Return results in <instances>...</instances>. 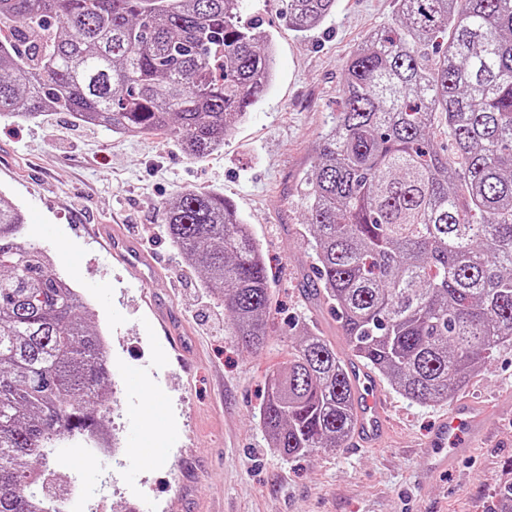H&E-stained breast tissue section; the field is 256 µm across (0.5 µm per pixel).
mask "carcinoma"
<instances>
[{
	"label": "carcinoma",
	"mask_w": 512,
	"mask_h": 512,
	"mask_svg": "<svg viewBox=\"0 0 512 512\" xmlns=\"http://www.w3.org/2000/svg\"><path fill=\"white\" fill-rule=\"evenodd\" d=\"M335 0H286L305 34ZM445 53L428 55L440 34ZM275 48L240 0H0V114L68 112L127 137L169 135L202 158L274 79ZM305 178L311 272L352 355L405 398L446 402L512 343V0H399L346 64L341 107ZM0 194V512L37 508L34 468L101 434L108 369L94 314L21 236ZM166 234L251 350L269 283L223 195L181 191ZM260 422L286 457L355 425L349 366L306 330L271 371Z\"/></svg>",
	"instance_id": "carcinoma-1"
}]
</instances>
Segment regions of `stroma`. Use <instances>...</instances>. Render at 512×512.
I'll list each match as a JSON object with an SVG mask.
<instances>
[{
	"label": "stroma",
	"mask_w": 512,
	"mask_h": 512,
	"mask_svg": "<svg viewBox=\"0 0 512 512\" xmlns=\"http://www.w3.org/2000/svg\"><path fill=\"white\" fill-rule=\"evenodd\" d=\"M241 9L272 34L276 75L223 149L207 157L152 135L88 128L66 112L33 121L0 116V193L24 212L23 237L48 250L55 272L91 301L94 323L109 338L116 401L104 408V424L122 447L140 429L142 447L160 451L136 469L128 456L82 446L69 461L76 480L57 478L52 490L80 494L71 512H94L103 494L109 512H492L498 489L512 483L511 414L489 424L484 446L455 472L427 483L417 479L421 443L448 405L412 402L384 378L391 435L380 447L286 458L265 435L266 375L286 361L302 327L351 356L309 277L304 179L336 120L348 58L393 22L397 3L336 0L331 16L303 36L290 27L285 0H241ZM190 188L224 194L262 251L270 280L262 349L238 346L223 302L164 232L165 204ZM102 224L126 231L147 256L149 287L109 253L97 233ZM132 375L163 396L158 411L140 413ZM511 393L507 345L462 395L493 403Z\"/></svg>",
	"instance_id": "1"
}]
</instances>
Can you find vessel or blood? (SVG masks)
Masks as SVG:
<instances>
[{
  "mask_svg": "<svg viewBox=\"0 0 512 512\" xmlns=\"http://www.w3.org/2000/svg\"><path fill=\"white\" fill-rule=\"evenodd\" d=\"M103 234L112 256L129 269L136 272L146 264V257L124 236L113 234L108 226L104 227ZM352 380L356 391L357 421L350 443L358 448L381 446L390 432L387 398L368 372L354 370ZM496 414V409L466 399L455 401L423 444L421 479L430 481L453 469L462 457L483 444L487 437L485 425Z\"/></svg>",
  "mask_w": 512,
  "mask_h": 512,
  "instance_id": "obj_1",
  "label": "vessel or blood"
}]
</instances>
